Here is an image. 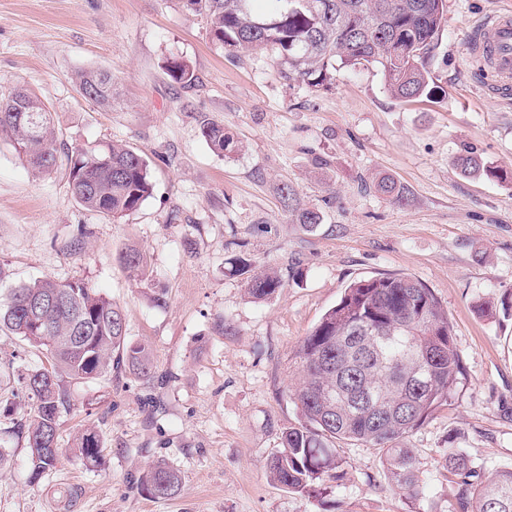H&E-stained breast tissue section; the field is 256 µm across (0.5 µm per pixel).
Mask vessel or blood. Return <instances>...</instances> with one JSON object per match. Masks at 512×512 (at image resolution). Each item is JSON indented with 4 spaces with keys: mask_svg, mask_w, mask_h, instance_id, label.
Wrapping results in <instances>:
<instances>
[{
    "mask_svg": "<svg viewBox=\"0 0 512 512\" xmlns=\"http://www.w3.org/2000/svg\"><path fill=\"white\" fill-rule=\"evenodd\" d=\"M472 77L502 95L512 94V12L491 14L469 38Z\"/></svg>",
    "mask_w": 512,
    "mask_h": 512,
    "instance_id": "1",
    "label": "vessel or blood"
}]
</instances>
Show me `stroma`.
<instances>
[{
    "instance_id": "stroma-1",
    "label": "stroma",
    "mask_w": 512,
    "mask_h": 512,
    "mask_svg": "<svg viewBox=\"0 0 512 512\" xmlns=\"http://www.w3.org/2000/svg\"><path fill=\"white\" fill-rule=\"evenodd\" d=\"M446 6L430 65L443 92L403 102L374 68L339 71L328 90L288 86L267 55L215 44L185 0H0V92L34 91L58 131L48 172L0 138V294L42 277L84 281L123 307L128 336L152 352L150 379L121 365L69 385L57 444L78 490L74 512H323L267 469L300 423L292 356L349 284L382 276L409 274L433 290L465 378L409 438L424 498L388 481L382 449L336 441L347 461L341 512H455L440 466L450 445L485 469L512 466V316L479 310L512 303V183L466 177L454 164L471 145L512 173V98L475 87L467 54L472 29L512 0ZM173 56L191 66L193 85L169 77ZM89 68L111 71L112 108L77 92L74 74ZM210 121L235 136L237 153L209 148L199 129ZM99 141L136 150L155 184L116 221L69 189L68 151ZM383 176L403 202L369 189ZM306 208L321 213L316 228L298 223ZM129 248L141 253L143 276L120 263ZM239 255L275 271L281 288L254 301L231 265ZM46 362L45 351L0 331L1 364ZM89 427L102 441L95 465L74 450ZM0 453V512H58L47 489L29 484L26 442L1 414ZM158 460L181 475L165 499L138 489Z\"/></svg>"
}]
</instances>
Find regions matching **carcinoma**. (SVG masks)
Listing matches in <instances>:
<instances>
[{
    "instance_id": "obj_1",
    "label": "carcinoma",
    "mask_w": 512,
    "mask_h": 512,
    "mask_svg": "<svg viewBox=\"0 0 512 512\" xmlns=\"http://www.w3.org/2000/svg\"><path fill=\"white\" fill-rule=\"evenodd\" d=\"M254 2L188 0L205 18L213 42L228 53L270 55L290 85L325 90L342 69L376 66L393 97L413 101L430 95L429 63L447 23L445 0H263L259 8ZM167 70L179 84L195 81L189 64L178 57L167 61ZM99 74L78 71L76 88L82 97L110 107L112 73L104 81ZM200 134L222 156L237 150L222 124L207 122ZM0 136L32 168L56 165L52 112L35 94L25 89L0 94ZM457 165L465 175H497L471 146L463 148ZM68 178L83 207L113 219L139 209L153 192L147 161L114 142L72 151ZM281 286L277 276L257 274L248 281V294L261 301ZM0 327L46 348L50 360L48 368L16 374L31 401V413L16 426L26 433L30 483L39 486L59 461L57 429L71 401L64 379L101 378L115 359L146 379L151 351L127 336L123 308L83 281L42 278L9 289L0 298ZM295 358L303 380L289 396L303 423L283 435V451L268 463L270 478L332 512L346 461L331 444L350 440L383 449L386 478L409 498L425 495L427 484L407 438L454 399L464 376L448 316L431 289L411 276L351 283L301 341ZM77 450L84 460L97 462L100 436L85 430ZM441 466L455 477L459 512H512V468L486 473L454 447L447 448ZM179 481L174 469L158 461L143 473L140 486L155 499L168 498Z\"/></svg>"
}]
</instances>
